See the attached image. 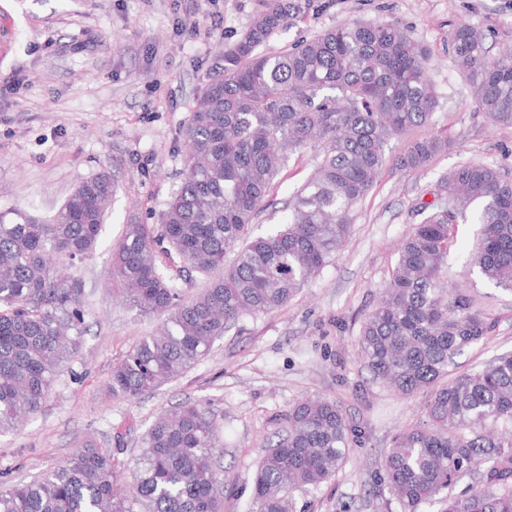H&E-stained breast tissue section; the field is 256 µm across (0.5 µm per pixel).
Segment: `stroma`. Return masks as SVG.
I'll use <instances>...</instances> for the list:
<instances>
[{"label":"stroma","instance_id":"stroma-1","mask_svg":"<svg viewBox=\"0 0 512 512\" xmlns=\"http://www.w3.org/2000/svg\"><path fill=\"white\" fill-rule=\"evenodd\" d=\"M260 0H0V211L51 215L100 172L116 184L96 253L83 262L85 319L81 354L58 376L41 411L0 435V483L30 481L65 461L87 439L113 448L120 487L155 417L178 404L208 409L224 441V512H245L263 446L303 397L336 401L362 431L348 461L328 483L294 491L293 512H400L389 493H373L383 454L397 432L423 420L428 398L402 396L373 380L358 355L361 325L398 260V247L420 220L438 178L462 163L512 175V127L478 112L448 42L468 22L512 45V0H315L305 21L281 27L265 54L354 21L396 23L433 57L430 80L439 108L415 139L442 137L448 148L405 173L391 139L386 164L351 213L348 241L323 270L278 310L245 318L216 340L187 373L136 400L115 399L106 384L114 363L156 327L116 292L108 249L124 224H156L178 189V147L200 90L224 65V50L244 33ZM315 153L291 155L275 179L254 231L284 216L293 188L314 168ZM479 227L464 224L447 274L466 286L494 325L457 359L460 370L512 351V294L473 278L467 257Z\"/></svg>","mask_w":512,"mask_h":512}]
</instances>
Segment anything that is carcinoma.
Returning a JSON list of instances; mask_svg holds the SVG:
<instances>
[{"label": "carcinoma", "mask_w": 512, "mask_h": 512, "mask_svg": "<svg viewBox=\"0 0 512 512\" xmlns=\"http://www.w3.org/2000/svg\"><path fill=\"white\" fill-rule=\"evenodd\" d=\"M313 2L264 0L185 123L182 182L160 223L127 224L113 244L110 270L124 300L157 317L159 328L113 366L112 397L158 389L243 318L286 305L347 241L351 212L379 177L388 140L433 118L430 52L396 24L354 22L278 54L258 52ZM448 41L478 111L512 126V47L493 51L488 33L469 23ZM445 146L440 138L410 141L396 166L422 169ZM307 148L316 166L289 196L286 220L252 236L285 160ZM114 192L102 172L47 220L0 214V434L42 408L83 347L84 283L56 264L69 268L96 251ZM432 195L419 203L423 219L402 242L359 334L376 380L404 396L430 392L426 422L402 429L384 454V486L401 512L433 501L440 512H512V353L449 377L455 358L493 325L444 279L457 227L470 221L481 225L473 272L512 293V178L494 165L463 164L441 176ZM172 253L183 263L174 275L158 264ZM194 273L206 284L186 299L182 284ZM358 433L336 402H296L256 462L250 512H292V492L330 481ZM222 454L211 414L185 404L143 435L134 502L117 488L112 449L91 441L30 483L1 485L0 512H224ZM468 475L472 490L453 493Z\"/></svg>", "instance_id": "cac0c4a2"}]
</instances>
